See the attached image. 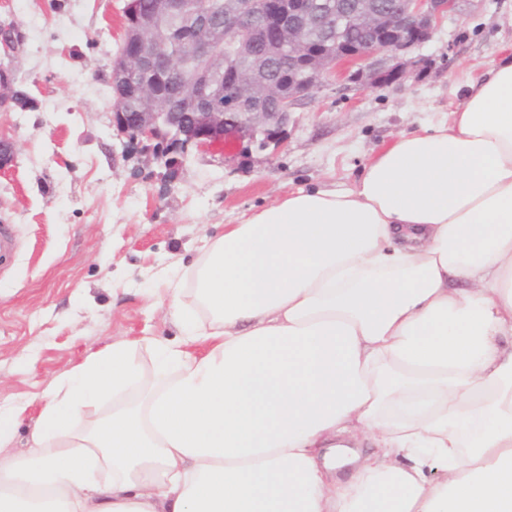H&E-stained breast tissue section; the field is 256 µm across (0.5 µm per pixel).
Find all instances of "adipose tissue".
Returning <instances> with one entry per match:
<instances>
[{
    "label": "adipose tissue",
    "mask_w": 512,
    "mask_h": 512,
    "mask_svg": "<svg viewBox=\"0 0 512 512\" xmlns=\"http://www.w3.org/2000/svg\"><path fill=\"white\" fill-rule=\"evenodd\" d=\"M167 302L182 342L55 382L25 460L0 410V512H512V52L353 187L225 225Z\"/></svg>",
    "instance_id": "obj_1"
}]
</instances>
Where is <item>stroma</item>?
<instances>
[{
  "instance_id": "stroma-1",
  "label": "stroma",
  "mask_w": 512,
  "mask_h": 512,
  "mask_svg": "<svg viewBox=\"0 0 512 512\" xmlns=\"http://www.w3.org/2000/svg\"><path fill=\"white\" fill-rule=\"evenodd\" d=\"M127 0H0L23 40L12 59L30 110L0 112L15 155L0 170V407L27 402L10 448L28 455L49 386L112 343H176L159 303L225 225L286 192L348 188L400 134L447 120L469 82L512 45V0H462L402 83L358 88L335 76L295 105L283 150L229 137L181 165L125 148L112 130V62Z\"/></svg>"
}]
</instances>
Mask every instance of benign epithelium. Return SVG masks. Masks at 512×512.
Returning a JSON list of instances; mask_svg holds the SVG:
<instances>
[{
	"label": "benign epithelium",
	"instance_id": "obj_1",
	"mask_svg": "<svg viewBox=\"0 0 512 512\" xmlns=\"http://www.w3.org/2000/svg\"><path fill=\"white\" fill-rule=\"evenodd\" d=\"M281 11L273 18L259 16L254 0H225L224 8L199 9L195 0H158L151 19L156 35L147 36L145 28L126 29L117 59L130 52L135 68H146L163 81L174 76L177 90L206 101L215 85L211 70H191L173 75L171 56L157 50L166 41L169 22L180 18L194 21L193 36L174 47V53L195 60L209 57L215 44L228 34L240 54L249 52L251 40L265 36L269 24H274L276 37L270 43L273 54L288 52L293 62H301L306 70V83L293 97L283 99L274 88L259 85L255 73L236 74L234 96L259 93L274 96L275 105L268 112H226L212 105L205 112H190V122L178 128L177 135L166 139L168 155H178L193 144L209 146L224 141L228 134L256 139L263 136L264 146L279 148L284 143L281 132L288 125L295 102L320 88L327 74L340 62L355 63L358 68L348 80L361 87H374L403 81L411 71L425 68L426 60L412 56L435 31V22L445 13L454 11L462 0H395L385 6L380 0H355L352 6L333 5L327 0H283ZM331 15L333 35L320 50L305 54L306 35L321 12ZM0 44L5 54L15 51L18 40L13 24H0ZM14 77L11 65L0 64V112L13 111ZM122 100L113 98L112 128L117 136L129 143H142L163 138L161 125L170 123L168 112L122 111Z\"/></svg>",
	"mask_w": 512,
	"mask_h": 512
}]
</instances>
